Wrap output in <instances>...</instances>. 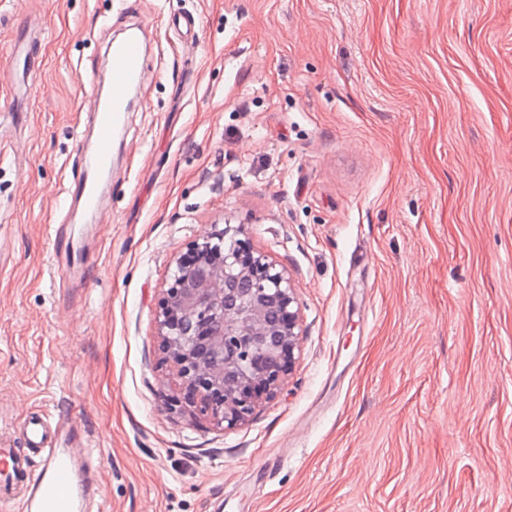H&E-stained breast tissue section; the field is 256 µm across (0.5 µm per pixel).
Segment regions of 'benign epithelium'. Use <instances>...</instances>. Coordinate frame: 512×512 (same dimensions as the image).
Returning <instances> with one entry per match:
<instances>
[{"label":"benign epithelium","mask_w":512,"mask_h":512,"mask_svg":"<svg viewBox=\"0 0 512 512\" xmlns=\"http://www.w3.org/2000/svg\"><path fill=\"white\" fill-rule=\"evenodd\" d=\"M157 329L177 403L222 429L246 424L282 390L299 358L293 280L240 225L214 227L176 260Z\"/></svg>","instance_id":"7a95c632"}]
</instances>
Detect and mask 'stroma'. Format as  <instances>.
<instances>
[{
  "mask_svg": "<svg viewBox=\"0 0 512 512\" xmlns=\"http://www.w3.org/2000/svg\"><path fill=\"white\" fill-rule=\"evenodd\" d=\"M133 25L88 217L79 138ZM227 222L302 320L232 430L174 405L156 324ZM39 410L88 436L95 512H512V0H0V447ZM110 95L97 94L94 99L93 122L96 139L84 154L82 175L75 184L78 202L90 216L103 204L102 184L114 164L115 136L124 130L130 112V93L145 80V50L138 29L130 28L114 38L108 46Z\"/></svg>",
  "mask_w": 512,
  "mask_h": 512,
  "instance_id": "35a3bbf8",
  "label": "stroma"
}]
</instances>
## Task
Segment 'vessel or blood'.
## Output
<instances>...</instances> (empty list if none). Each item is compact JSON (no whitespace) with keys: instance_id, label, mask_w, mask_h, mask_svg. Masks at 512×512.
<instances>
[{"instance_id":"b4317fda","label":"vessel or blood","mask_w":512,"mask_h":512,"mask_svg":"<svg viewBox=\"0 0 512 512\" xmlns=\"http://www.w3.org/2000/svg\"><path fill=\"white\" fill-rule=\"evenodd\" d=\"M109 81L112 92L96 95L93 122L96 139L84 154L82 174L75 184L78 202L90 215L103 204L102 184L114 164L115 136L124 130L130 110V93L145 80V50L137 29L114 38L108 47ZM43 456L41 466H33L30 453ZM0 499L15 488H23L27 498L24 512H82L89 496L72 444L59 439L42 418H30L25 428L24 448H0Z\"/></svg>"}]
</instances>
